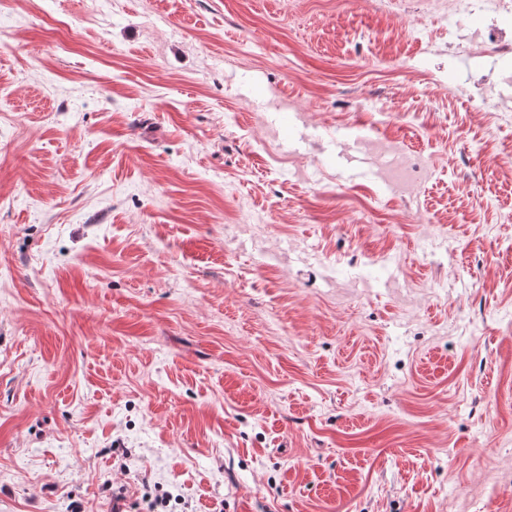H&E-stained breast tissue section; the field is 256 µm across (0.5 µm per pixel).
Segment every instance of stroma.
Masks as SVG:
<instances>
[{"mask_svg":"<svg viewBox=\"0 0 512 512\" xmlns=\"http://www.w3.org/2000/svg\"><path fill=\"white\" fill-rule=\"evenodd\" d=\"M457 24L0 0V512H512V112ZM494 69L480 73L469 79L465 92L475 102V112H509L503 101L492 90ZM429 163V159L423 155L410 154L405 163L399 167L402 180L412 185L420 183L430 168Z\"/></svg>","mask_w":512,"mask_h":512,"instance_id":"obj_1","label":"stroma"}]
</instances>
